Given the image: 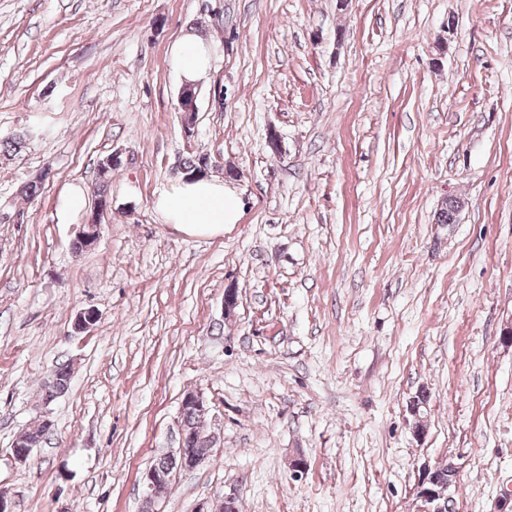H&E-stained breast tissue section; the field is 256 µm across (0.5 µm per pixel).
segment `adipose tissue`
I'll return each instance as SVG.
<instances>
[{"label":"adipose tissue","mask_w":512,"mask_h":512,"mask_svg":"<svg viewBox=\"0 0 512 512\" xmlns=\"http://www.w3.org/2000/svg\"><path fill=\"white\" fill-rule=\"evenodd\" d=\"M173 57L185 81L201 79L210 67V53L194 35L184 36L173 48ZM156 205L182 231L207 235L223 231L235 223L240 209L222 183L199 178L184 182L161 195Z\"/></svg>","instance_id":"1"}]
</instances>
